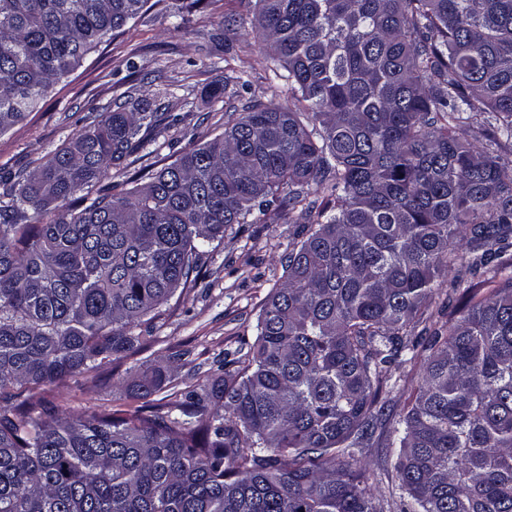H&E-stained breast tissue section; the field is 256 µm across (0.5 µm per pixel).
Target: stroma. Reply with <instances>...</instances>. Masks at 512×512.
I'll list each match as a JSON object with an SVG mask.
<instances>
[{"instance_id": "obj_1", "label": "stroma", "mask_w": 512, "mask_h": 512, "mask_svg": "<svg viewBox=\"0 0 512 512\" xmlns=\"http://www.w3.org/2000/svg\"><path fill=\"white\" fill-rule=\"evenodd\" d=\"M176 11L184 24H173L170 15ZM219 33L220 44L214 40ZM220 58L226 70H246V86H225V70L213 67ZM126 95L155 99L175 121L154 153L138 156L131 170L111 171L109 180L118 191L126 188L131 171L159 170L179 152L221 135L252 105L288 108L295 102L287 85L272 87L253 15L240 0H158L50 88L38 111L0 134V169H37L85 126L92 109ZM298 232V225L282 215L227 234L204 268L203 286L176 291L151 330L152 348L113 364L110 387L73 376L48 385L46 398L75 417L99 405L130 409L136 404L126 389L130 368L145 362L168 365L178 388L194 387L215 356L249 349L268 295L284 280L288 244L298 241ZM171 347L183 350V357L167 360ZM384 454L367 448L361 459L385 512H401L396 472Z\"/></svg>"}]
</instances>
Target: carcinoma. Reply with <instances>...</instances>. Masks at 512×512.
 <instances>
[{"mask_svg": "<svg viewBox=\"0 0 512 512\" xmlns=\"http://www.w3.org/2000/svg\"><path fill=\"white\" fill-rule=\"evenodd\" d=\"M148 2L0 0V134ZM248 5L295 107L257 105L114 193L100 182L171 125L132 97L0 174V512H383L359 455L391 368L419 362L387 430L403 512H512V0ZM485 113L479 150L457 129ZM285 208L312 228L252 354L165 404L167 369L139 368L123 415L37 397L148 348L131 329L198 283L214 242ZM443 287L469 304L438 326Z\"/></svg>", "mask_w": 512, "mask_h": 512, "instance_id": "carcinoma-1", "label": "carcinoma"}]
</instances>
